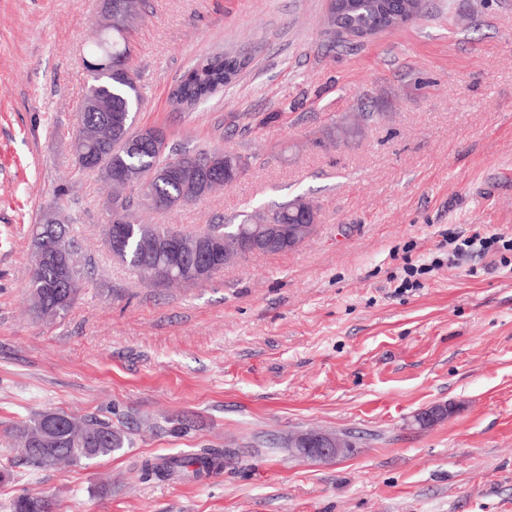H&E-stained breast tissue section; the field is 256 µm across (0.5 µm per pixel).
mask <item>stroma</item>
Segmentation results:
<instances>
[{"instance_id": "35a3bbf8", "label": "stroma", "mask_w": 512, "mask_h": 512, "mask_svg": "<svg viewBox=\"0 0 512 512\" xmlns=\"http://www.w3.org/2000/svg\"><path fill=\"white\" fill-rule=\"evenodd\" d=\"M427 4L334 43L328 0H148L127 35L136 127L251 165L140 220L188 233L298 196L320 208L293 250L153 287L108 250L109 189L72 160L100 0H0V512L24 493L55 512H512V269L432 265L473 225L512 237V0ZM225 50L249 59L239 80L173 111L174 78ZM339 121L356 136L322 141ZM52 204L84 277L38 320L31 236ZM408 262L430 271L399 294ZM45 410L108 421L125 446L32 469L15 429ZM302 432L354 450L305 457L288 445ZM200 448L227 451L223 471L141 476Z\"/></svg>"}]
</instances>
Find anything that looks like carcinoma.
Here are the masks:
<instances>
[{"mask_svg":"<svg viewBox=\"0 0 512 512\" xmlns=\"http://www.w3.org/2000/svg\"><path fill=\"white\" fill-rule=\"evenodd\" d=\"M390 11H405L409 0H351L348 12L341 18V26L357 31L374 28L384 23L383 5ZM127 27L112 26L97 29V36L85 58V68L90 74L91 83L87 87L79 109V125L92 131L101 125L108 113L100 112L90 105V101L102 98L107 101L111 113L125 119L117 137L105 142L74 137L73 163L80 173L87 172L83 159L98 167L95 172L100 179L114 190L124 193L129 207L122 213L112 215V220L123 229L119 248L115 250L118 260L135 270L142 266L148 255L143 249L144 225L134 222L132 210L144 206L155 211H168L182 207L180 197L184 179L179 170L189 163L200 165L209 155L199 151L193 155H172L167 146L161 144L153 150L141 146L142 134L165 133L159 127L133 128L134 112L137 110L141 93L134 72L127 62L130 48L126 38ZM248 64L245 59L235 56L213 55L198 59L175 81L170 93V103L176 110H188L198 103L208 100L219 90L233 84L240 69ZM232 163V168H224L222 178H211L205 190L210 194L214 188L232 183L249 169V158L237 153H224ZM296 197L277 207L282 214V223L301 224L303 213L296 211ZM55 209L47 207L41 213L31 238L32 252L43 246V241L57 244L64 250V268L56 265H40L29 279L28 288L32 301V311L37 317L63 315L72 307L80 290L83 269L76 264L73 255L75 243L66 224H54L49 216ZM246 227H251V216L245 214L237 224H211L199 233H185L162 224H151L149 228L166 239L190 241L196 236L211 237L225 232L237 235ZM43 411L28 424L19 429L22 448L19 453L29 466L47 469L62 462L77 464L112 455L123 448L124 435L112 428V424L100 419L78 420L65 413L55 416L63 425L57 440L45 442V416ZM226 453L214 448H201L192 454L173 455L161 463H145L144 471L158 479L177 477L181 480H194L224 468ZM13 512H53L52 502L45 497L18 496L12 505Z\"/></svg>","mask_w":512,"mask_h":512,"instance_id":"1","label":"carcinoma"}]
</instances>
